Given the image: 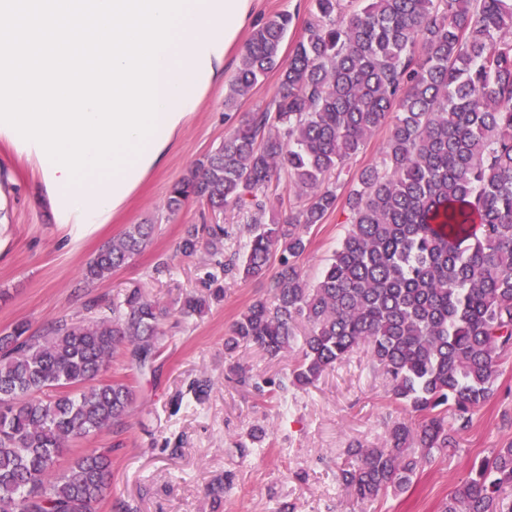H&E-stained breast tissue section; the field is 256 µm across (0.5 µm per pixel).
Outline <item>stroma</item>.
Masks as SVG:
<instances>
[{
	"label": "stroma",
	"mask_w": 512,
	"mask_h": 512,
	"mask_svg": "<svg viewBox=\"0 0 512 512\" xmlns=\"http://www.w3.org/2000/svg\"><path fill=\"white\" fill-rule=\"evenodd\" d=\"M288 13L292 24L282 45L290 54L311 18V0H257L250 27L244 28L224 69V81L206 95L199 110L153 173L111 224L85 236L65 234L55 224L33 165L0 141V332L24 322L38 333L50 322L80 311L86 296L121 298L138 287L165 309V337L157 375L136 384L138 402L121 432L105 429L84 440L87 448L112 449V494L138 512H439L442 503L469 474L473 463L512 442V355L501 362L496 390L480 407L471 429L461 435L452 458L424 465L409 488L375 501H358L338 479L349 462L347 448L359 442L380 445L388 422L402 417L366 349L328 372L316 386L289 388L267 403L242 390L229 364L252 372L287 377L295 351L276 360L255 347L224 350L240 313L266 294L264 280L228 277L224 299L205 316L184 322L179 297L195 289L204 274L203 258L182 256L177 246L188 225L199 223L204 206L187 203L168 216L170 185L217 148L234 127L224 112L226 82L235 77L244 42L268 17ZM132 224L155 227L148 246L112 277L79 294L82 271L104 243ZM345 235V215L336 210L310 234L301 260L315 280ZM207 377L211 390L196 403L190 386ZM260 428V441L248 434ZM249 453L240 456L238 443ZM234 473L221 503L208 493L212 481Z\"/></svg>",
	"instance_id": "1"
}]
</instances>
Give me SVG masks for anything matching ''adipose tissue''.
<instances>
[{
	"mask_svg": "<svg viewBox=\"0 0 512 512\" xmlns=\"http://www.w3.org/2000/svg\"><path fill=\"white\" fill-rule=\"evenodd\" d=\"M255 5L256 0H190V14L177 28V46L158 55V130L133 168L103 182L90 176L81 185L70 186L65 172L40 165L56 224L79 235L111 223L163 164L207 90L223 80L228 53L252 22Z\"/></svg>",
	"mask_w": 512,
	"mask_h": 512,
	"instance_id": "obj_1",
	"label": "adipose tissue"
}]
</instances>
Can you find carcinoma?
<instances>
[{"instance_id": "obj_1", "label": "carcinoma", "mask_w": 512, "mask_h": 512, "mask_svg": "<svg viewBox=\"0 0 512 512\" xmlns=\"http://www.w3.org/2000/svg\"><path fill=\"white\" fill-rule=\"evenodd\" d=\"M291 17L268 18L246 42L224 96L232 112L269 73L271 103L240 121L168 190L174 215L190 200L236 209L252 225L244 251L224 254L226 224H191L179 249L209 255L205 291L180 316L204 315L228 275L268 278L225 337L277 358L292 345L291 384L306 388L368 348L406 414L380 447L351 446L342 484L360 500L407 487L419 469L457 454V436L492 396L512 352V0H312L288 57ZM389 127L380 164L345 197L348 225L320 276L299 264L308 235L336 211L343 170ZM285 177L301 204L283 220L268 192ZM131 224L86 265L83 287L112 276L150 242ZM164 312L139 288L40 333H0V512H96L112 488V449L71 443L120 427L132 383L104 380L116 355L155 373ZM242 386L273 398L285 384L236 366ZM512 442L471 468L441 512H512Z\"/></svg>"}]
</instances>
